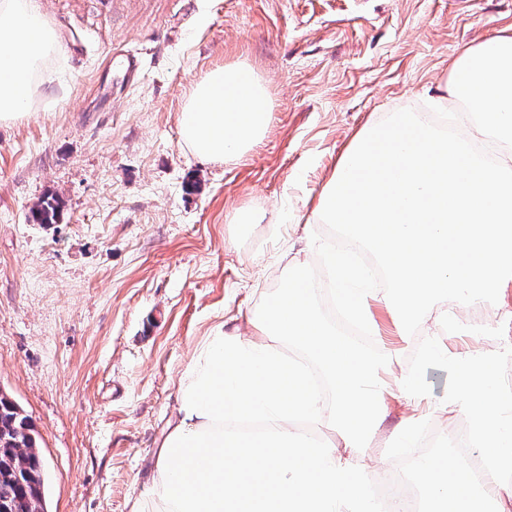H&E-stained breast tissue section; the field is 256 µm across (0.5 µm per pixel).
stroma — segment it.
<instances>
[{
	"label": "stroma",
	"mask_w": 512,
	"mask_h": 512,
	"mask_svg": "<svg viewBox=\"0 0 512 512\" xmlns=\"http://www.w3.org/2000/svg\"><path fill=\"white\" fill-rule=\"evenodd\" d=\"M62 50L22 120L0 124V393L28 415L46 512H134L180 376L217 330L248 333L292 267L317 262L312 212L341 156L391 113L426 111L451 63L512 33V0H41ZM136 52L129 76L110 59ZM244 61L266 79L270 128L251 152L206 162L180 142L179 115L211 68ZM59 198L57 223L30 219ZM263 213L240 233L229 215ZM388 386L418 337L383 290L368 302ZM438 309L420 335L449 356L498 351L512 325L451 336ZM429 413L387 396L369 448Z\"/></svg>",
	"instance_id": "obj_1"
}]
</instances>
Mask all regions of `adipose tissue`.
Returning <instances> with one entry per match:
<instances>
[{
    "mask_svg": "<svg viewBox=\"0 0 512 512\" xmlns=\"http://www.w3.org/2000/svg\"><path fill=\"white\" fill-rule=\"evenodd\" d=\"M59 49L38 0H0V122L27 116ZM272 112L267 84L249 65L212 68L183 106L181 143L208 162L235 161L262 140ZM315 294L311 276L288 279L252 316L251 337L219 332L195 349L180 382V418L135 512H374L351 460L294 428L324 416L346 447L360 449L383 411L379 361L336 334ZM288 345L322 369L332 402L288 360Z\"/></svg>",
    "mask_w": 512,
    "mask_h": 512,
    "instance_id": "ef3b65f1",
    "label": "adipose tissue"
}]
</instances>
